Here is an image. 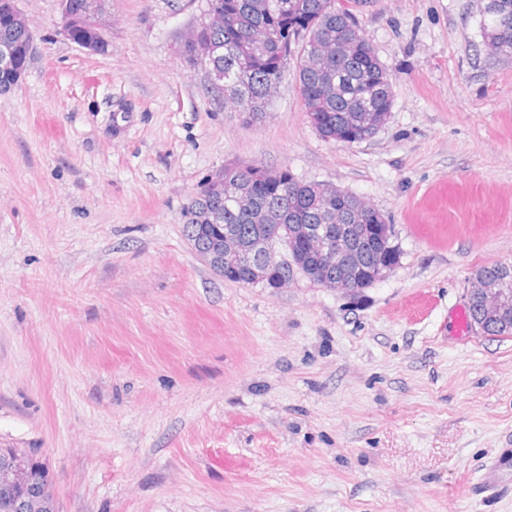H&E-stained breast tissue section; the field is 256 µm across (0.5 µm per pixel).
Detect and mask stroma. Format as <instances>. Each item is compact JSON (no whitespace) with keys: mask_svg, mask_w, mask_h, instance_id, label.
Segmentation results:
<instances>
[{"mask_svg":"<svg viewBox=\"0 0 512 512\" xmlns=\"http://www.w3.org/2000/svg\"><path fill=\"white\" fill-rule=\"evenodd\" d=\"M387 67L368 140L324 139L288 71L253 123L182 52L204 0H107L91 53L59 0L0 93V447L56 512H512V337L457 335L512 263V59L486 0H338ZM335 185L398 259L355 294L241 284L181 214L225 164ZM482 38L491 49H505L498 58L512 59V0H487L484 7Z\"/></svg>","mask_w":512,"mask_h":512,"instance_id":"stroma-1","label":"stroma"}]
</instances>
